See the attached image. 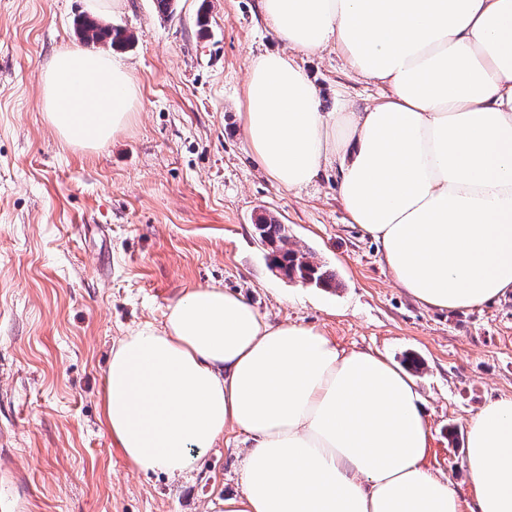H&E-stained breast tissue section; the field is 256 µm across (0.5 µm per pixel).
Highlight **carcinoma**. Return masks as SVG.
<instances>
[{
	"label": "carcinoma",
	"mask_w": 512,
	"mask_h": 512,
	"mask_svg": "<svg viewBox=\"0 0 512 512\" xmlns=\"http://www.w3.org/2000/svg\"><path fill=\"white\" fill-rule=\"evenodd\" d=\"M80 38L93 44H106L114 50H123L134 42V36L125 29L105 23L97 18L83 15L76 20ZM261 242L271 248V268L285 270L290 279H299L322 288H337L336 274L325 264L316 260L311 251H300L288 247V234L284 225L273 218H262L256 224Z\"/></svg>",
	"instance_id": "1"
}]
</instances>
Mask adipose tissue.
Here are the masks:
<instances>
[{"label": "adipose tissue", "instance_id": "ef3b65f1", "mask_svg": "<svg viewBox=\"0 0 512 512\" xmlns=\"http://www.w3.org/2000/svg\"><path fill=\"white\" fill-rule=\"evenodd\" d=\"M280 47L252 58L241 114L275 184L339 164L349 223L375 240L421 304L470 309L512 292V0H260ZM335 47L387 87L374 106L323 111L299 65ZM120 59L57 54L47 120L96 149L129 121ZM102 422L134 467L177 479L231 427L245 434L241 492L224 512H461L423 464L431 432L414 378L314 326L274 324L213 284L112 346ZM473 512H512V396L467 425Z\"/></svg>", "mask_w": 512, "mask_h": 512}]
</instances>
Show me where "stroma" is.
I'll return each instance as SVG.
<instances>
[{"label": "stroma", "instance_id": "35a3bbf8", "mask_svg": "<svg viewBox=\"0 0 512 512\" xmlns=\"http://www.w3.org/2000/svg\"><path fill=\"white\" fill-rule=\"evenodd\" d=\"M89 10L88 0H0V499L17 512H224L225 495L242 489L243 434L225 429L172 481L132 467L102 423L113 342L219 282L270 321L318 327L342 350L400 365L419 357L412 375L432 429L424 465L469 507L467 424L489 399L512 396V295L464 311L423 307L348 223L335 169L297 191L268 177L240 119L251 58L280 47L259 0H178L171 18L153 0L98 10L135 37L119 57L139 104L103 147L63 142L41 75L58 52L82 47L73 21ZM303 66L324 111L382 97L335 48ZM263 216L316 252L339 288L272 271Z\"/></svg>", "mask_w": 512, "mask_h": 512}]
</instances>
